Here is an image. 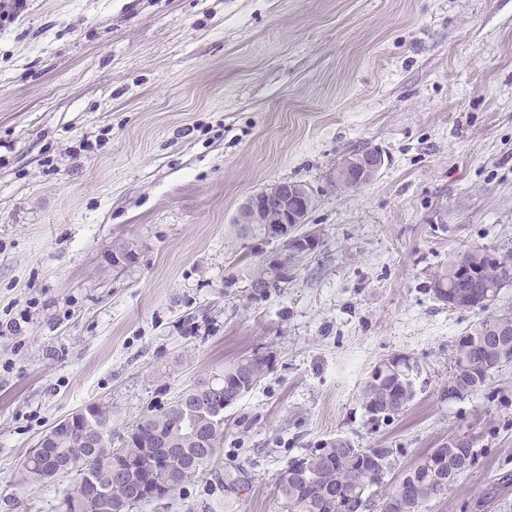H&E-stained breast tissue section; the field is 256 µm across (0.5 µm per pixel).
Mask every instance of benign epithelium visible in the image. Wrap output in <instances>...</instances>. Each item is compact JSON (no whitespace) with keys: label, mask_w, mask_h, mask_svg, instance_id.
Segmentation results:
<instances>
[{"label":"benign epithelium","mask_w":512,"mask_h":512,"mask_svg":"<svg viewBox=\"0 0 512 512\" xmlns=\"http://www.w3.org/2000/svg\"><path fill=\"white\" fill-rule=\"evenodd\" d=\"M384 163V154L380 150L368 148L360 155L346 158L337 171V177L355 185H366L376 177ZM311 206V196L303 188L279 181L247 197L239 207L235 223L272 224L275 231L286 234L290 225L306 223ZM291 239L297 246L295 256L298 258L313 252L318 242L313 231L293 235Z\"/></svg>","instance_id":"1"}]
</instances>
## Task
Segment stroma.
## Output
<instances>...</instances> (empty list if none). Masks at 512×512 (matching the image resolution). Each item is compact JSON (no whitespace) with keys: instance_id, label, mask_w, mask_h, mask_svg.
I'll list each match as a JSON object with an SVG mask.
<instances>
[{"instance_id":"35a3bbf8","label":"stroma","mask_w":512,"mask_h":512,"mask_svg":"<svg viewBox=\"0 0 512 512\" xmlns=\"http://www.w3.org/2000/svg\"><path fill=\"white\" fill-rule=\"evenodd\" d=\"M362 146L385 164L341 191ZM279 181L319 245L254 299L283 246L233 222ZM472 247L512 252V0H28L0 24V512H64L65 481L15 483L64 416L120 431L252 354L214 464L131 512H282L280 471L336 437L405 470L464 431L475 462L428 512H512V363L445 391L478 316L431 278ZM403 356L415 397L371 420L360 385ZM247 279L251 289L250 294L255 297H262L269 288H278L280 283H286L287 275L282 273L280 268L262 260L255 263L250 269Z\"/></svg>"}]
</instances>
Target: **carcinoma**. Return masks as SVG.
I'll use <instances>...</instances> for the list:
<instances>
[{
	"mask_svg": "<svg viewBox=\"0 0 512 512\" xmlns=\"http://www.w3.org/2000/svg\"><path fill=\"white\" fill-rule=\"evenodd\" d=\"M485 248L462 254L477 284L461 286L456 277L457 259L434 273L435 298L448 303L450 295H461L460 310L488 311L485 298L496 301L509 285L501 269L490 262ZM251 294L264 296L268 289L285 282V274L265 261L248 273ZM512 362V312L486 314L454 345L448 375V399H461L486 384L492 372ZM268 359L253 354L224 368L215 390L230 392L242 385L255 386L268 372ZM413 359L401 357L390 362L375 377H367L359 390V403L373 420H393L404 414L414 399ZM203 408L199 402H185L179 395L165 406L150 410L121 435L112 429V408L93 404L90 416L56 433L37 452L30 450L17 473L16 485L35 489L44 485L43 467L73 459L95 480L100 489L97 512H111L114 502H128L135 495L134 482L150 489L137 503L163 499L183 484L203 474L224 447V409ZM456 445L441 444L422 457L402 477L388 483L395 471L392 448H352L336 439L288 462L277 480V499L283 512H359L364 504L378 498V512H427L428 505L448 495L454 479L472 466L477 437L460 434ZM201 448H211L208 455ZM93 490L80 475H70L64 498L65 512H79L80 504Z\"/></svg>",
	"mask_w": 512,
	"mask_h": 512,
	"instance_id": "1",
	"label": "carcinoma"
}]
</instances>
